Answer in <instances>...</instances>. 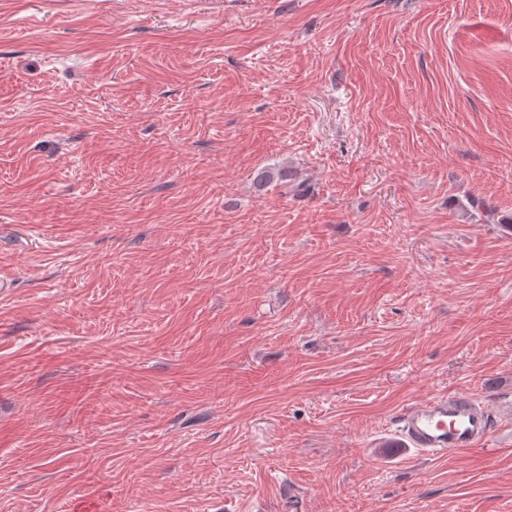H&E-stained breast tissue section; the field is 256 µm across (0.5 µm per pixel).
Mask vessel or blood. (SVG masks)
Masks as SVG:
<instances>
[{
  "instance_id": "b4317fda",
  "label": "vessel or blood",
  "mask_w": 512,
  "mask_h": 512,
  "mask_svg": "<svg viewBox=\"0 0 512 512\" xmlns=\"http://www.w3.org/2000/svg\"><path fill=\"white\" fill-rule=\"evenodd\" d=\"M396 424L403 441L431 456L477 446L494 428L489 410L467 395L435 397L406 408Z\"/></svg>"
}]
</instances>
